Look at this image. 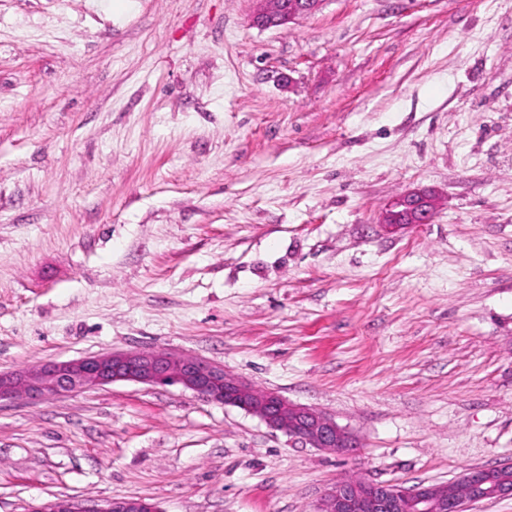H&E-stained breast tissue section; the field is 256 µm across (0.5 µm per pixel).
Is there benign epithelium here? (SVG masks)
<instances>
[{
    "label": "benign epithelium",
    "instance_id": "benign-epithelium-1",
    "mask_svg": "<svg viewBox=\"0 0 512 512\" xmlns=\"http://www.w3.org/2000/svg\"><path fill=\"white\" fill-rule=\"evenodd\" d=\"M130 381L149 386H179L207 400L237 407L280 431L319 450L348 454L353 435L326 414L289 402L279 393L260 391L233 378L224 368L192 356L164 351L97 354L52 362L24 370H0V402L25 398L32 402L77 393L95 386ZM448 485L405 487L365 479H339L324 495L316 512H353L369 501L377 512H464L471 503L512 497V463L467 471ZM27 512H159L143 498L124 497L102 504L57 498Z\"/></svg>",
    "mask_w": 512,
    "mask_h": 512
}]
</instances>
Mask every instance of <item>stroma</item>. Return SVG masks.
Masks as SVG:
<instances>
[{"label": "stroma", "mask_w": 512, "mask_h": 512, "mask_svg": "<svg viewBox=\"0 0 512 512\" xmlns=\"http://www.w3.org/2000/svg\"><path fill=\"white\" fill-rule=\"evenodd\" d=\"M254 7L0 0V369L199 357L356 451L177 386L5 401L0 512H314L512 462V0ZM419 190L431 223H384ZM26 512H159L157 506L143 498L124 497L99 504L73 498H57L33 506Z\"/></svg>", "instance_id": "stroma-1"}]
</instances>
